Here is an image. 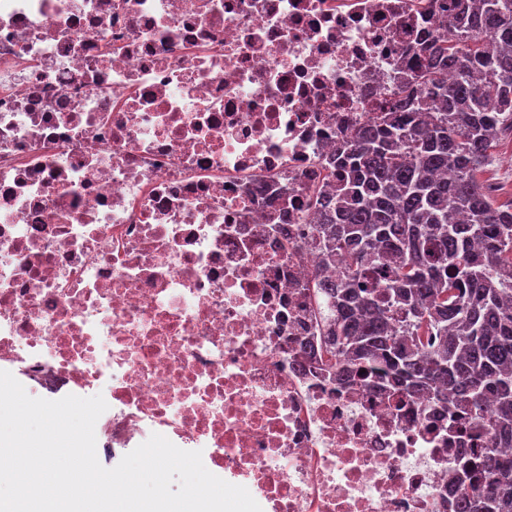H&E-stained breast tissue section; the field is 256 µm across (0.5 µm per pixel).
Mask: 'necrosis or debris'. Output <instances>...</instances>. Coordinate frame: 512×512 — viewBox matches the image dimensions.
<instances>
[{"label": "necrosis or debris", "instance_id": "1", "mask_svg": "<svg viewBox=\"0 0 512 512\" xmlns=\"http://www.w3.org/2000/svg\"><path fill=\"white\" fill-rule=\"evenodd\" d=\"M456 2L0 0V366L262 512H457L469 449L512 446L304 350L331 156Z\"/></svg>", "mask_w": 512, "mask_h": 512}]
</instances>
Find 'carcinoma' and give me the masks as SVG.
Instances as JSON below:
<instances>
[{"label":"carcinoma","mask_w":512,"mask_h":512,"mask_svg":"<svg viewBox=\"0 0 512 512\" xmlns=\"http://www.w3.org/2000/svg\"><path fill=\"white\" fill-rule=\"evenodd\" d=\"M473 2L420 55L422 88L338 150L336 194L315 200L336 279L318 291L338 377L463 406L512 442V207L477 178L512 132V0ZM478 468L459 512H512V462Z\"/></svg>","instance_id":"obj_1"}]
</instances>
